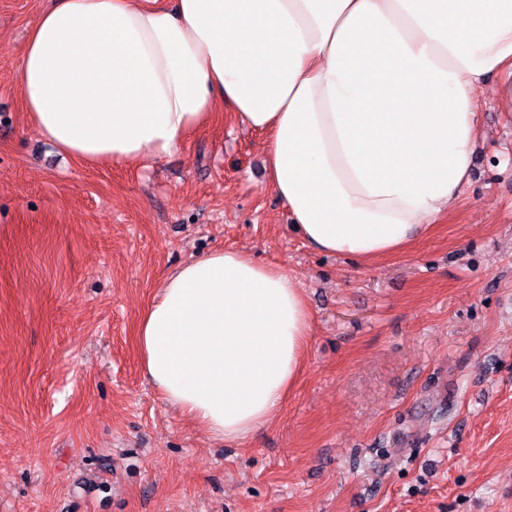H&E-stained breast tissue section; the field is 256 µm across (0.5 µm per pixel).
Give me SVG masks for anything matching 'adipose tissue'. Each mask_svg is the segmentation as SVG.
<instances>
[{"label": "adipose tissue", "mask_w": 512, "mask_h": 512, "mask_svg": "<svg viewBox=\"0 0 512 512\" xmlns=\"http://www.w3.org/2000/svg\"><path fill=\"white\" fill-rule=\"evenodd\" d=\"M495 72L512 75V0H52L19 87L30 124L87 166L168 156L230 108L267 135L306 243L366 262L454 209ZM310 329L292 277L224 249L164 278L136 345L167 402L238 441L295 383Z\"/></svg>", "instance_id": "1"}]
</instances>
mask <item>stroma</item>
<instances>
[{"mask_svg":"<svg viewBox=\"0 0 512 512\" xmlns=\"http://www.w3.org/2000/svg\"><path fill=\"white\" fill-rule=\"evenodd\" d=\"M48 0H0V512H512V112L453 211L407 251L307 246L265 137L224 114L158 160L86 167L18 88ZM218 248L302 288V372L246 439L210 436L146 375L136 323Z\"/></svg>","mask_w":512,"mask_h":512,"instance_id":"35a3bbf8","label":"stroma"}]
</instances>
